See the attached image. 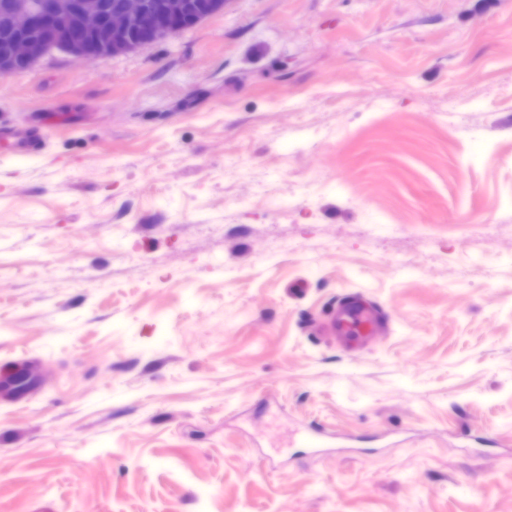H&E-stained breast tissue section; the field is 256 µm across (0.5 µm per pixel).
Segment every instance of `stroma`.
<instances>
[{
	"label": "stroma",
	"mask_w": 512,
	"mask_h": 512,
	"mask_svg": "<svg viewBox=\"0 0 512 512\" xmlns=\"http://www.w3.org/2000/svg\"><path fill=\"white\" fill-rule=\"evenodd\" d=\"M37 112L76 118L0 153V512H512V0H224L0 78ZM385 314L361 293L342 297L323 324L324 333L346 352H357L389 328Z\"/></svg>",
	"instance_id": "obj_1"
}]
</instances>
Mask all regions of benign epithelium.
<instances>
[{"label":"benign epithelium","instance_id":"benign-epithelium-1","mask_svg":"<svg viewBox=\"0 0 512 512\" xmlns=\"http://www.w3.org/2000/svg\"><path fill=\"white\" fill-rule=\"evenodd\" d=\"M223 8L224 0L201 13L189 0H0V76L54 50L101 61L132 54Z\"/></svg>","mask_w":512,"mask_h":512}]
</instances>
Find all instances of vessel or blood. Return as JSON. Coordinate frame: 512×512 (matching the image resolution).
Here are the masks:
<instances>
[{"mask_svg":"<svg viewBox=\"0 0 512 512\" xmlns=\"http://www.w3.org/2000/svg\"><path fill=\"white\" fill-rule=\"evenodd\" d=\"M45 121L36 117L21 129L0 128V149L11 155L38 152ZM389 327L387 316L361 293L342 297L323 324L324 333L332 337L344 351L357 352Z\"/></svg>","mask_w":512,"mask_h":512,"instance_id":"obj_1","label":"vessel or blood"}]
</instances>
